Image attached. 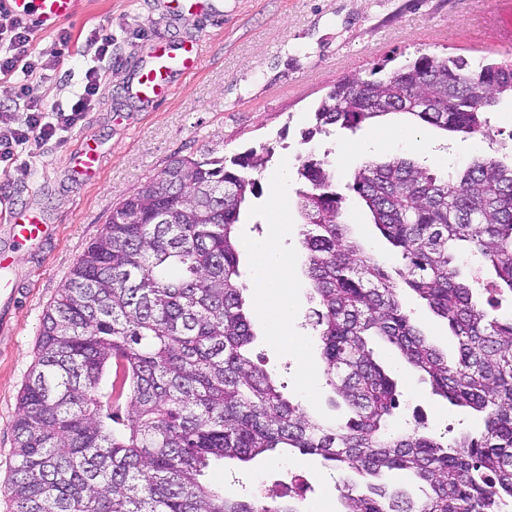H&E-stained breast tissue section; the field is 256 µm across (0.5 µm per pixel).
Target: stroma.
Listing matches in <instances>:
<instances>
[{
	"label": "stroma",
	"instance_id": "35a3bbf8",
	"mask_svg": "<svg viewBox=\"0 0 512 512\" xmlns=\"http://www.w3.org/2000/svg\"><path fill=\"white\" fill-rule=\"evenodd\" d=\"M494 8L495 0H220L216 12L199 14L166 9L160 0H78L73 18L60 27L71 37L69 46L33 94L49 103L69 95L94 53L86 37L97 28L112 36V64L102 75L98 103L64 142H30L9 173L0 175V206L39 213L49 232L46 241L21 244L0 222V254L14 259L0 272L14 287L0 310V486L15 462L11 424L49 303L104 230L113 203L178 154L209 149L230 158L272 147V159L256 176L260 193L250 199L236 230L256 332L248 354L276 379L285 397L312 413L336 417L320 342L308 322L314 303L296 209L303 187L298 166L308 154H330L352 236L393 272L401 267V256L348 191L354 171L366 161L394 157L423 161L440 172L462 170L478 156L511 163L512 101L488 112L490 145L405 114L378 118L353 132L332 126L308 142L302 133L314 127L317 105L343 78L369 79L376 69L390 72L423 54L463 55L472 62L507 57L512 52L496 45L483 21ZM187 37L200 44L198 66L179 74L172 91L153 107H141L126 86L136 80L146 48ZM88 140L104 154L105 165L84 178L74 173L72 160ZM276 222L281 232H274ZM268 242L287 258L290 272L286 313L278 319L254 301L262 275L255 248ZM402 301L428 340L455 354L446 323L413 294L404 293ZM390 367L401 394L398 424L417 419L427 431L449 437L474 427L467 411L432 395L422 375L397 361ZM292 469L305 477L297 494L307 512H339L343 475L314 456L275 451L247 464L214 468L211 475L223 483L225 496L261 499L277 491Z\"/></svg>",
	"mask_w": 512,
	"mask_h": 512
}]
</instances>
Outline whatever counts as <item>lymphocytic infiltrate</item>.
Listing matches in <instances>:
<instances>
[{
  "mask_svg": "<svg viewBox=\"0 0 512 512\" xmlns=\"http://www.w3.org/2000/svg\"><path fill=\"white\" fill-rule=\"evenodd\" d=\"M96 51L86 61L81 81L69 97L53 104L34 97L30 79L57 57L59 46L67 45L60 35L58 45L41 46L33 29L0 9V79L14 85V105L0 106V173H8L30 140L63 141L98 102L103 71L112 63V38L90 31Z\"/></svg>",
  "mask_w": 512,
  "mask_h": 512,
  "instance_id": "obj_1",
  "label": "lymphocytic infiltrate"
}]
</instances>
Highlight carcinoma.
Returning a JSON list of instances; mask_svg holds the SVG:
<instances>
[{
    "label": "carcinoma",
    "mask_w": 512,
    "mask_h": 512,
    "mask_svg": "<svg viewBox=\"0 0 512 512\" xmlns=\"http://www.w3.org/2000/svg\"><path fill=\"white\" fill-rule=\"evenodd\" d=\"M512 98V58L422 55L384 78L344 79L314 112L323 130L355 131L407 114L443 131L481 132ZM271 150L230 159L173 156L116 203L46 309L38 356L19 397L12 512H301L295 499L228 498L210 468L276 448L344 473L340 512H508L512 507V311L483 306L459 280L476 257L512 297V164L475 158L456 176L409 159L368 161L349 189L403 260L392 277L342 220L335 167L298 169L305 273L323 375L350 409L333 422L304 411L256 366L236 226ZM416 294L458 345L448 357L412 323ZM427 376L432 393L481 419L441 439L394 430L397 386L370 340ZM405 471L413 498L384 482Z\"/></svg>",
    "instance_id": "obj_1"
}]
</instances>
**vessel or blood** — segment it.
<instances>
[{"instance_id":"vessel-or-blood-1","label":"vessel or blood","mask_w":512,"mask_h":512,"mask_svg":"<svg viewBox=\"0 0 512 512\" xmlns=\"http://www.w3.org/2000/svg\"><path fill=\"white\" fill-rule=\"evenodd\" d=\"M12 14L38 32H50L69 20L76 11V0H0ZM498 32V42L512 45V0H497L496 7L487 17ZM199 61L198 46L191 41L177 46L160 44L148 54L137 81L128 88L129 95L149 105L170 91L174 78L191 69ZM10 222L18 241H41L47 226L41 216L32 212L11 211Z\"/></svg>"}]
</instances>
